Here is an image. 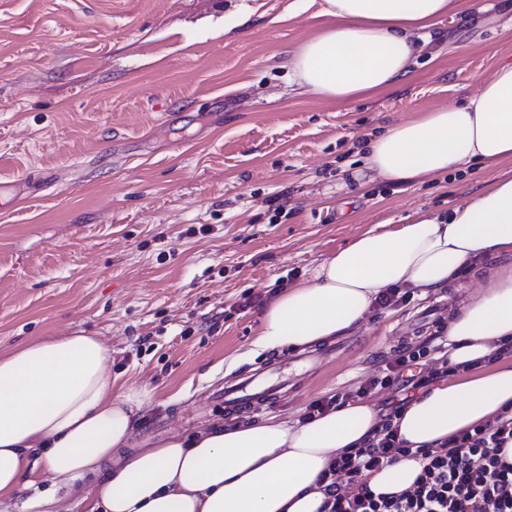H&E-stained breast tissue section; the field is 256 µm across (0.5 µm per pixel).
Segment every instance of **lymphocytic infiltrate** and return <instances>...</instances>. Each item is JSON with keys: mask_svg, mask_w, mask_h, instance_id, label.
<instances>
[{"mask_svg": "<svg viewBox=\"0 0 512 512\" xmlns=\"http://www.w3.org/2000/svg\"><path fill=\"white\" fill-rule=\"evenodd\" d=\"M447 339L438 335L417 349L399 350L372 379L345 392L315 400L307 415L323 414L347 400L366 398L382 390L421 389L448 373ZM400 407L382 415L363 448L340 454L328 473L329 512H512V464L501 451L512 441V407L492 421L448 439L440 447L419 448L421 473L413 487L398 495L375 494L365 473L407 455L397 439L394 421Z\"/></svg>", "mask_w": 512, "mask_h": 512, "instance_id": "obj_1", "label": "lymphocytic infiltrate"}]
</instances>
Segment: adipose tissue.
Segmentation results:
<instances>
[{
    "mask_svg": "<svg viewBox=\"0 0 512 512\" xmlns=\"http://www.w3.org/2000/svg\"><path fill=\"white\" fill-rule=\"evenodd\" d=\"M316 6L314 36L291 52L290 79L305 93L347 103L404 84L416 58L461 0H295ZM364 163L392 185L421 184L477 163L512 160V62L458 103L393 122L364 145ZM512 255V176L447 211L382 223L277 292L264 307L254 353L300 348L359 328L380 291L420 297L494 255ZM453 372L422 389L396 419L405 447L437 448L512 406V265L448 320ZM108 350L82 332L44 336L0 355V507L16 512H323L320 476L362 447L380 422L347 401L310 420L215 421L189 437L132 447L146 392L112 391ZM421 465L404 457L369 473L374 493L413 486Z\"/></svg>",
    "mask_w": 512,
    "mask_h": 512,
    "instance_id": "ef3b65f1",
    "label": "adipose tissue"
}]
</instances>
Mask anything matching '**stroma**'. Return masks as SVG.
Returning a JSON list of instances; mask_svg holds the SVG:
<instances>
[{
  "instance_id": "1",
  "label": "stroma",
  "mask_w": 512,
  "mask_h": 512,
  "mask_svg": "<svg viewBox=\"0 0 512 512\" xmlns=\"http://www.w3.org/2000/svg\"><path fill=\"white\" fill-rule=\"evenodd\" d=\"M293 2L0 0V354L100 337L113 393H148L135 442L303 417L444 331L486 285L466 269L373 310L333 339L332 359L285 348L227 371L280 278L512 175L509 161L398 187L373 179L361 151L382 125L475 93L476 76L512 57L504 16L445 18L447 45L426 48L406 83L346 105L293 92L290 52L318 26ZM277 359L289 362L281 403L225 413V384Z\"/></svg>"
}]
</instances>
